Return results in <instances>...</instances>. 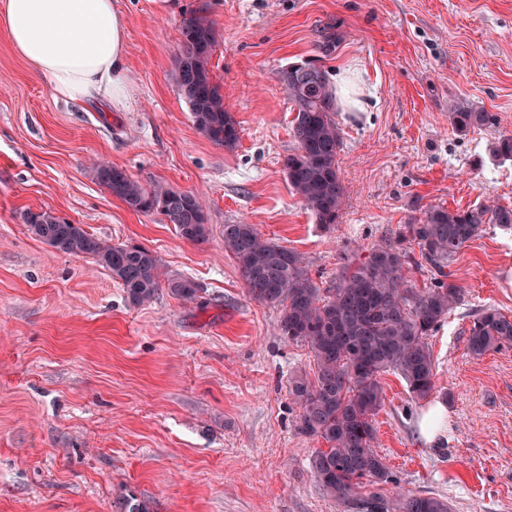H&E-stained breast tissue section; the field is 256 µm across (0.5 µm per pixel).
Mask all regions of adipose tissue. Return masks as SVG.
<instances>
[{
  "label": "adipose tissue",
  "instance_id": "adipose-tissue-1",
  "mask_svg": "<svg viewBox=\"0 0 512 512\" xmlns=\"http://www.w3.org/2000/svg\"><path fill=\"white\" fill-rule=\"evenodd\" d=\"M0 28L57 97L127 110L126 23L115 0H0Z\"/></svg>",
  "mask_w": 512,
  "mask_h": 512
}]
</instances>
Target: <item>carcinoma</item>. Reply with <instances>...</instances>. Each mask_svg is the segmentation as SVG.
I'll list each match as a JSON object with an SVG mask.
<instances>
[{
	"label": "carcinoma",
	"instance_id": "cac0c4a2",
	"mask_svg": "<svg viewBox=\"0 0 512 512\" xmlns=\"http://www.w3.org/2000/svg\"><path fill=\"white\" fill-rule=\"evenodd\" d=\"M176 55L180 95L189 105L198 130L212 143L236 147L240 130L224 106L221 85L212 74L216 46L205 8L184 13ZM294 104L295 146L282 165L288 185L316 223H339L345 188L337 157L343 131L336 89L316 61L291 64L279 77ZM459 132L496 125V118L468 102L448 104ZM500 161H512V133H502L492 146ZM99 182L130 210L157 213L175 226L183 239L201 244L210 233L199 195L162 186H145L109 163L96 167ZM23 223L56 251L94 259L112 273L137 306L149 304L162 288L185 303L200 304L202 288L185 277L162 280L160 258L140 245L112 244L51 211L27 210ZM486 224L512 228V206L483 201L467 209L429 205L404 225L395 239L370 247L362 262L345 263L336 283L321 295L309 277L301 254L262 237L253 224L224 225V251L236 260L249 297L281 310L280 331L290 341L307 344L313 378L296 376L289 394L299 405L298 431L317 437L326 447L315 450L311 469L325 493L342 504L382 512H449L433 495H396L389 501L377 492L390 482L384 458L374 448L371 416L384 400L381 376L396 373L420 398L434 389L435 362L428 339L462 302L463 289L450 280V264ZM419 249L415 259L410 246ZM427 266L430 283L413 287L404 268ZM469 350L476 356L512 345V318L488 307L469 328ZM119 512H151L150 503L135 496L119 502Z\"/></svg>",
	"mask_w": 512,
	"mask_h": 512
}]
</instances>
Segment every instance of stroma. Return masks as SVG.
Segmentation results:
<instances>
[{
	"label": "stroma",
	"instance_id": "35a3bbf8",
	"mask_svg": "<svg viewBox=\"0 0 512 512\" xmlns=\"http://www.w3.org/2000/svg\"><path fill=\"white\" fill-rule=\"evenodd\" d=\"M127 21L125 112L54 96L0 30V512H353L326 497L299 433L288 382L313 374L308 346L281 336L277 308L252 301L224 251V227L256 225L303 255L319 288L351 258L394 238L421 209L512 205V0H117ZM205 7L216 81L240 128L227 150L196 128L175 78L187 10ZM334 46H326L328 33ZM318 60L336 89L346 204L317 224L289 187L293 105L279 72ZM461 98L498 125L457 132ZM100 160L146 185L199 194L209 239L181 238L159 214L102 186ZM48 210L114 243L154 250L163 277H188L203 305L168 291L129 302L92 259L34 237ZM464 299L430 339L435 390L420 399L383 375L375 446L396 490L451 512H512V346L473 355L483 308L512 317V230L484 225L450 267ZM448 409L434 443L417 418Z\"/></svg>",
	"mask_w": 512,
	"mask_h": 512
}]
</instances>
